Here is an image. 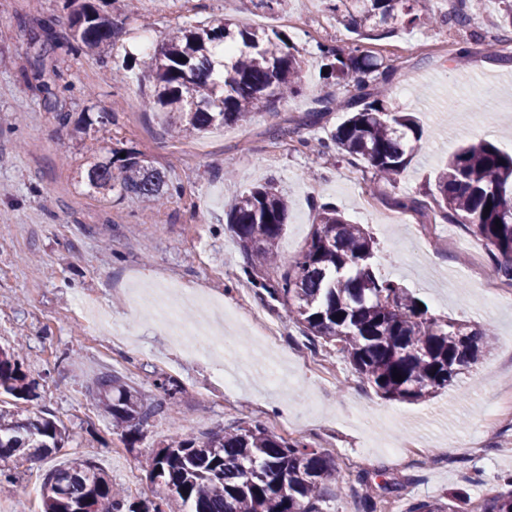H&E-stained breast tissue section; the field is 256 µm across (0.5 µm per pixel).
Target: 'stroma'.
Returning a JSON list of instances; mask_svg holds the SVG:
<instances>
[{
    "label": "stroma",
    "mask_w": 512,
    "mask_h": 512,
    "mask_svg": "<svg viewBox=\"0 0 512 512\" xmlns=\"http://www.w3.org/2000/svg\"><path fill=\"white\" fill-rule=\"evenodd\" d=\"M122 29L109 48L38 61L29 39L38 18L69 30L64 0H0V346H24L18 360L35 382V398L16 410L44 412L63 422L61 453L40 461L16 458L13 481L0 482V512H42L44 474L64 457L92 459L131 497L153 494L139 462L178 435L204 437L261 422L287 440L301 439L335 458L339 480L331 512H362L371 485L379 512H408L412 503L466 491L472 506L512 473V420L495 421L497 404L512 400V296L489 303L471 275L496 265L482 242L459 224L436 219L427 191L455 146L480 138L512 152V35L501 27L498 0H486L472 26L402 28L368 46L395 74L385 93L416 115L422 148L389 183L368 164L336 152L312 151L344 120L321 112V98L342 88L324 80L318 47L346 45L355 35L323 0L299 13L253 0H109ZM223 18L259 23L287 34L304 62L305 92L275 111L250 114L209 132L173 136L162 116L145 109L152 82L137 64L144 48L168 32ZM468 47L464 66L452 59ZM66 86L55 108L44 105L24 77L37 69ZM295 127V139L276 130ZM132 150L161 170L174 193L161 204L102 196L84 184L90 153ZM270 182L290 202L279 243L290 260L305 244L318 207L332 203L373 237L378 271L421 298L432 314L491 327L497 341L476 370L422 403L377 394L330 345H312L282 305H268L246 279V258L227 230L224 212L236 196ZM412 196L419 210L391 219L394 201ZM425 224L424 241L411 234ZM165 282L173 297L201 291L225 308L259 311L279 335L258 356H280L285 383L265 370L226 394L214 363L187 356L154 323L136 292ZM120 377L158 414L131 438L88 394L92 381ZM181 386L169 398L159 381Z\"/></svg>",
    "instance_id": "stroma-1"
}]
</instances>
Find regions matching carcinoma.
<instances>
[{
	"instance_id": "cac0c4a2",
	"label": "carcinoma",
	"mask_w": 512,
	"mask_h": 512,
	"mask_svg": "<svg viewBox=\"0 0 512 512\" xmlns=\"http://www.w3.org/2000/svg\"><path fill=\"white\" fill-rule=\"evenodd\" d=\"M353 31L366 39L405 26L448 24V15L428 0H324ZM67 51H90L114 44L120 29L92 0H68ZM475 0H459L453 19L470 26ZM38 55L59 48L55 19L39 20ZM327 76L345 89L342 98L322 99L323 112L346 113L331 149L365 160L380 178L395 180L421 148L416 118L380 97L395 68L360 42L319 46ZM143 69L154 79L144 105L172 118L181 134L205 132L215 124L242 120L258 106L302 94L303 61L288 35L258 30L231 19L182 27L154 51ZM319 111V112H321ZM311 114L310 122L319 119ZM90 190L136 195L159 201L169 190L166 176L135 153L96 160L86 171ZM441 220L463 225L482 241L503 281L512 285V153L480 139L451 153L429 191ZM490 211H485L486 206ZM288 199L270 184L235 197L225 211L227 229L246 259L251 283L283 305L311 341L322 340L347 357L351 368L376 392L402 402H424L470 372L493 348V335L469 323L436 316L399 283L374 267V241L341 210L321 207L309 239L291 261L280 258L278 242L288 221ZM501 226L495 225V220ZM276 278L258 281L257 272ZM402 380L397 381L393 374ZM95 400L124 436L140 431L154 414L139 394L116 376L93 386ZM0 394L29 401L33 383L14 348H0ZM67 429L42 415L20 417L0 405V462L40 458L64 448ZM155 498L133 501L115 489L94 461L72 458L49 470L41 485L43 512H165L174 502L181 512H328L336 497V461L318 448L271 434L259 423L201 439L181 438L151 452L144 466ZM507 490H495L480 512H512V475ZM462 492L421 500L408 512H469Z\"/></svg>"
}]
</instances>
